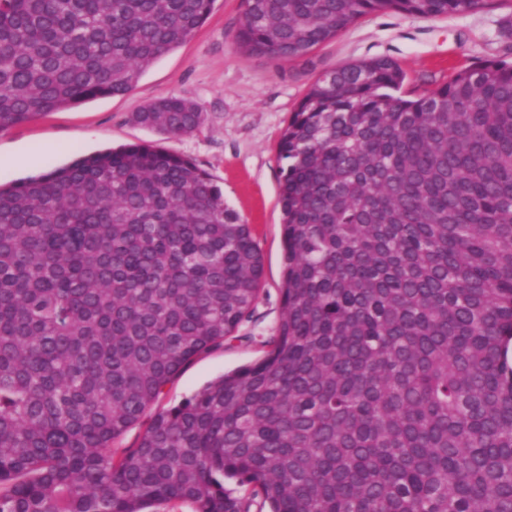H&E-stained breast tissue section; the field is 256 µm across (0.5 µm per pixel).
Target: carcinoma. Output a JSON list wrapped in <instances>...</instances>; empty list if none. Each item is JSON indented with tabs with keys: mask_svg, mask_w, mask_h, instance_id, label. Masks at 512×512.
<instances>
[{
	"mask_svg": "<svg viewBox=\"0 0 512 512\" xmlns=\"http://www.w3.org/2000/svg\"><path fill=\"white\" fill-rule=\"evenodd\" d=\"M214 3L0 0V128L132 91ZM477 4L242 0L236 43L290 61L367 14ZM405 79L378 57L309 87L277 144L268 350L156 412L253 311L250 226L146 144L0 184V512H512V63L414 99ZM134 120L183 135L202 113L173 94Z\"/></svg>",
	"mask_w": 512,
	"mask_h": 512,
	"instance_id": "obj_1",
	"label": "carcinoma"
}]
</instances>
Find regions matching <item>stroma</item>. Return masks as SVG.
<instances>
[{
    "label": "stroma",
    "instance_id": "35a3bbf8",
    "mask_svg": "<svg viewBox=\"0 0 512 512\" xmlns=\"http://www.w3.org/2000/svg\"><path fill=\"white\" fill-rule=\"evenodd\" d=\"M241 0H216L207 21L158 59L124 96H105L0 129V184H10L79 154L149 143L193 160L224 191L226 205L249 224L262 256L261 292L238 340L195 358L169 383L161 407L176 405L224 372L253 364L265 352L281 315L284 245L278 198L281 131L309 86L324 71L377 57L406 74L403 96L417 98L447 84L454 69L480 60L512 61V0H481L463 15L418 20L369 14L308 58H249L235 35ZM189 98L203 123L189 135L163 134L134 122L147 103Z\"/></svg>",
    "mask_w": 512,
    "mask_h": 512
}]
</instances>
